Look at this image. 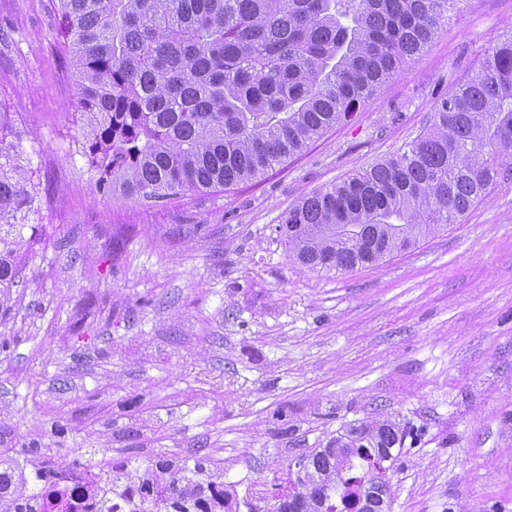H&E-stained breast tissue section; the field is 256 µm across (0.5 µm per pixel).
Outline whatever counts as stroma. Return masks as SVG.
<instances>
[{
  "label": "stroma",
  "mask_w": 512,
  "mask_h": 512,
  "mask_svg": "<svg viewBox=\"0 0 512 512\" xmlns=\"http://www.w3.org/2000/svg\"><path fill=\"white\" fill-rule=\"evenodd\" d=\"M509 34L512 0H460L284 165L147 207L95 188L58 0H0V112L43 234L0 302V450L134 476L220 460L224 512H268L296 456L387 419L406 433L389 512H512V172L463 223L346 274L299 264L279 233L302 198L404 151Z\"/></svg>",
  "instance_id": "stroma-1"
}]
</instances>
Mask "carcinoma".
Returning a JSON list of instances; mask_svg holds the SVG:
<instances>
[{"instance_id":"obj_1","label":"carcinoma","mask_w":512,"mask_h":512,"mask_svg":"<svg viewBox=\"0 0 512 512\" xmlns=\"http://www.w3.org/2000/svg\"><path fill=\"white\" fill-rule=\"evenodd\" d=\"M458 0H59L77 77V143L96 189L158 206L258 178L337 124L420 55ZM22 137L0 113V294L11 288L35 187ZM512 159V36L440 101L402 153L303 198L280 235L290 256L344 274L402 253L481 203ZM405 434L351 425L303 456L304 493L270 512H343L386 471ZM205 469L156 460L140 512H189ZM0 454V512H44L41 493Z\"/></svg>"}]
</instances>
